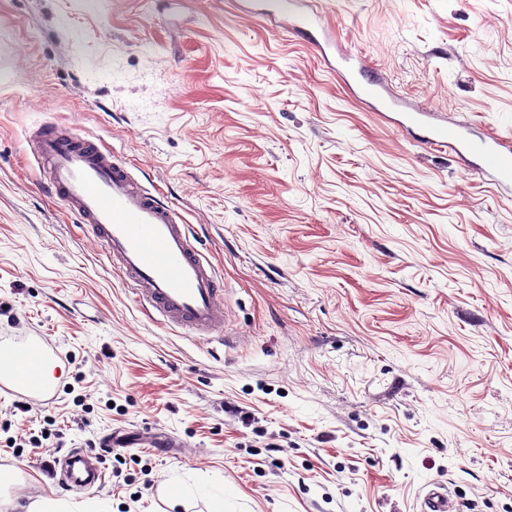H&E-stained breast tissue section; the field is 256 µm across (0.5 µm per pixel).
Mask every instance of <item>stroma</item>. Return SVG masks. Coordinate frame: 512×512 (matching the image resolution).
Segmentation results:
<instances>
[{
	"mask_svg": "<svg viewBox=\"0 0 512 512\" xmlns=\"http://www.w3.org/2000/svg\"><path fill=\"white\" fill-rule=\"evenodd\" d=\"M409 101L512 137V0H320ZM101 139L190 224L223 338L165 328L50 195L32 135ZM40 336L46 407L0 386V512H512V193L429 152L303 40L227 0H0V345ZM115 448L76 492L46 460ZM180 493L182 500L169 505ZM125 436V435H123ZM123 436L112 437L110 443L116 448H127L136 446L138 448H185V445L173 435H162L160 433L146 432L138 438L132 440L131 444H126L129 440ZM419 512H457L447 486L438 480L429 481L423 488Z\"/></svg>",
	"mask_w": 512,
	"mask_h": 512,
	"instance_id": "35a3bbf8",
	"label": "stroma"
}]
</instances>
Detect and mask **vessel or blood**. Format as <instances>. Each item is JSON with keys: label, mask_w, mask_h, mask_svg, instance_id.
<instances>
[{"label": "vessel or blood", "mask_w": 512, "mask_h": 512, "mask_svg": "<svg viewBox=\"0 0 512 512\" xmlns=\"http://www.w3.org/2000/svg\"><path fill=\"white\" fill-rule=\"evenodd\" d=\"M239 12L252 13L293 34L308 35L324 61L338 59L346 80L377 106L399 113L405 131L421 129V145L450 150L500 189L512 191V141L474 136L468 124L442 118L420 106L403 104L389 84L371 76L368 60L342 50L317 9L315 0H235ZM38 159L47 172V187L81 223L91 227L112 265L132 288L134 301L159 314L165 325L199 335L221 334L227 325L224 283L203 260L189 225L178 212L132 176L122 160L101 148L93 136L40 130ZM42 343L31 341L14 351L6 368L27 399L40 405L54 399V386L29 379L25 365L44 357ZM60 478L67 487L88 492L101 487L105 472L98 455L83 449L63 458ZM419 512H457L447 486L428 482Z\"/></svg>", "instance_id": "1"}]
</instances>
